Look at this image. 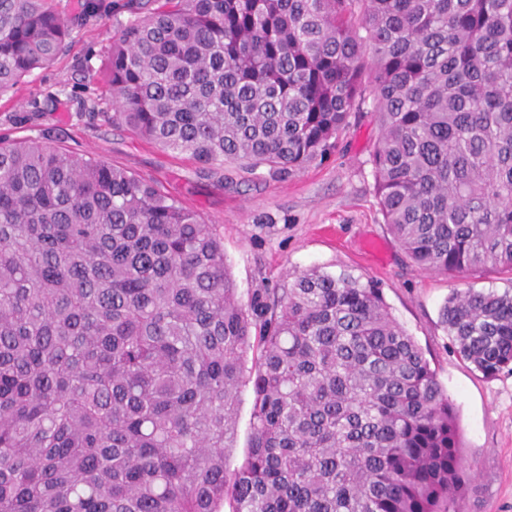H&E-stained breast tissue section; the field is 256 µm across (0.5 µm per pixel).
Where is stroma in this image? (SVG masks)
I'll use <instances>...</instances> for the list:
<instances>
[{
    "mask_svg": "<svg viewBox=\"0 0 512 512\" xmlns=\"http://www.w3.org/2000/svg\"><path fill=\"white\" fill-rule=\"evenodd\" d=\"M113 17L76 29L71 47L0 98V137L40 140L154 181L214 225L241 296L281 294L303 271H348L380 285L392 316L424 350L454 401L472 479L458 512H512V373L484 378L455 353L440 323L451 289H504L492 270L446 277L412 266L383 222L369 164L378 126L353 119L335 154L285 178L237 164L210 170L112 123L103 71Z\"/></svg>",
    "mask_w": 512,
    "mask_h": 512,
    "instance_id": "1",
    "label": "stroma"
}]
</instances>
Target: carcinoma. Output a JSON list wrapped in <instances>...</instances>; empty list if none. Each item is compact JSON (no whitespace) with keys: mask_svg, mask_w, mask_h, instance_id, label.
Returning <instances> with one entry per match:
<instances>
[{"mask_svg":"<svg viewBox=\"0 0 512 512\" xmlns=\"http://www.w3.org/2000/svg\"><path fill=\"white\" fill-rule=\"evenodd\" d=\"M111 10L112 123L278 178L371 112L409 260L512 275V0H0V95ZM440 323L512 372V287L454 290ZM468 481L455 404L373 280L310 269L244 302L214 226L154 182L0 141V512H455ZM254 394L252 385L249 384L242 388L239 404H238V412H237V420L235 427V440L233 443V450L229 457V465L230 468L233 469L243 460L244 456L248 451L250 434H251V413L253 408Z\"/></svg>","mask_w":512,"mask_h":512,"instance_id":"carcinoma-1","label":"carcinoma"}]
</instances>
